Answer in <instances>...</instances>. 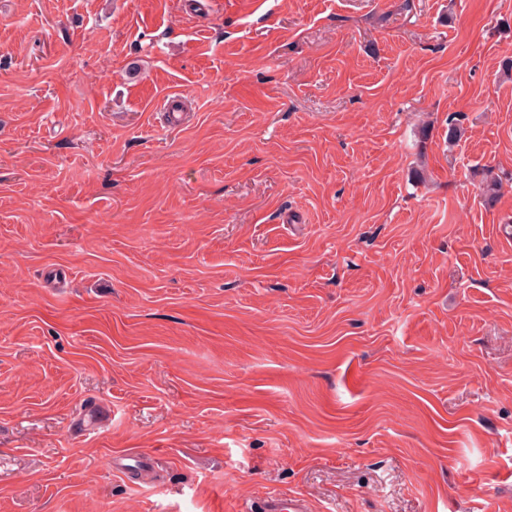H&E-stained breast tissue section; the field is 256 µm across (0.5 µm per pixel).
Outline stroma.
<instances>
[{
    "instance_id": "35a3bbf8",
    "label": "stroma",
    "mask_w": 512,
    "mask_h": 512,
    "mask_svg": "<svg viewBox=\"0 0 512 512\" xmlns=\"http://www.w3.org/2000/svg\"><path fill=\"white\" fill-rule=\"evenodd\" d=\"M508 56L512 0H0V512H512ZM263 512H308L307 500L296 495H271L263 501Z\"/></svg>"
}]
</instances>
